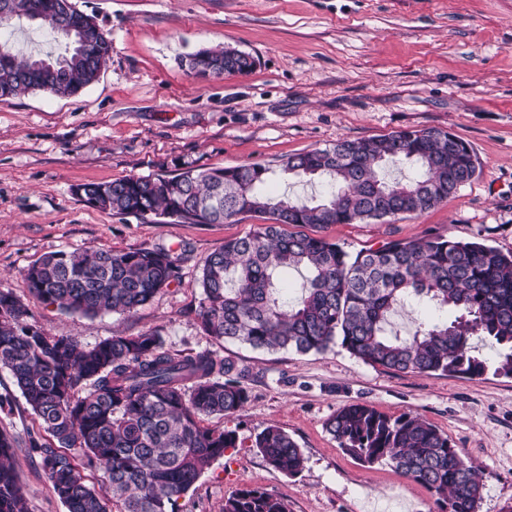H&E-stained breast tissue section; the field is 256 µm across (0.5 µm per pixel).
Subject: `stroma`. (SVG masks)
<instances>
[{
    "mask_svg": "<svg viewBox=\"0 0 512 512\" xmlns=\"http://www.w3.org/2000/svg\"><path fill=\"white\" fill-rule=\"evenodd\" d=\"M112 42L99 78L75 95L42 91L0 102V289L11 290L53 336L91 346L156 331L172 354L209 351L242 370L249 394L231 416L204 427L236 431L240 448L214 461L179 500L180 512H222L242 486L283 497L289 512H438L432 497L388 465L364 466L327 432L341 407L365 402L391 416L417 414L447 433L481 471L479 512H512V377L394 372L325 352L256 350L208 336L197 317L201 269L224 242L263 223L224 224L116 216L80 202L75 187L128 176L261 163L408 129L448 130L479 168L455 196L417 215L306 227L348 253L389 241L442 236L512 252V0H73ZM11 44L59 54L62 37L27 20ZM230 46L255 68L212 79L187 63ZM164 248L177 277L132 313L86 317L32 294L29 265L79 248ZM0 430L43 436L36 416L0 369ZM277 426L306 463L289 476L253 446ZM28 512H67L38 454L14 459Z\"/></svg>",
    "mask_w": 512,
    "mask_h": 512,
    "instance_id": "1",
    "label": "stroma"
}]
</instances>
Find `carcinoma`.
<instances>
[{
    "label": "carcinoma",
    "instance_id": "carcinoma-1",
    "mask_svg": "<svg viewBox=\"0 0 512 512\" xmlns=\"http://www.w3.org/2000/svg\"><path fill=\"white\" fill-rule=\"evenodd\" d=\"M56 2L0 0L1 25L24 18L68 39L54 61L1 47V101L35 90L69 97L106 66L112 41L95 19L72 3L75 29L64 33ZM247 66L223 47L200 50L188 61L192 71L231 74ZM403 161L413 166L405 181L380 177L383 164ZM281 171L324 178L328 197L316 203L270 196L264 186L275 171L260 163L87 183L75 195L114 215L178 223L269 216L271 223L252 234L224 242L202 268L198 318L216 339L298 353L339 344L362 362L395 372L472 378L492 367L512 376V253L429 237L352 257L324 238L295 231L421 213L448 200L475 173L461 140L437 128L346 139L290 156ZM176 262L162 248L59 251L29 265L25 279L32 293L67 311L131 313L171 285ZM301 270L300 293L288 303L277 279ZM413 302L439 316L411 331L394 329L392 314ZM477 340L491 343L494 362L476 352ZM0 368L59 444L56 449L32 436L26 441L68 512H179L178 500L200 475L240 447L236 431L201 426L204 417L230 416L247 403L235 364L208 351L170 354L153 331L82 347L29 321L22 302L0 289ZM326 429L361 464H387L422 486L439 512H477L479 473L446 433L421 417L353 403L337 410ZM18 445L0 431V512H27L12 463ZM254 446L282 473L293 476L305 466L301 448L277 426L257 434ZM83 468L102 471L112 498L86 484ZM223 512H288V503L245 486L224 498Z\"/></svg>",
    "mask_w": 512,
    "mask_h": 512
}]
</instances>
